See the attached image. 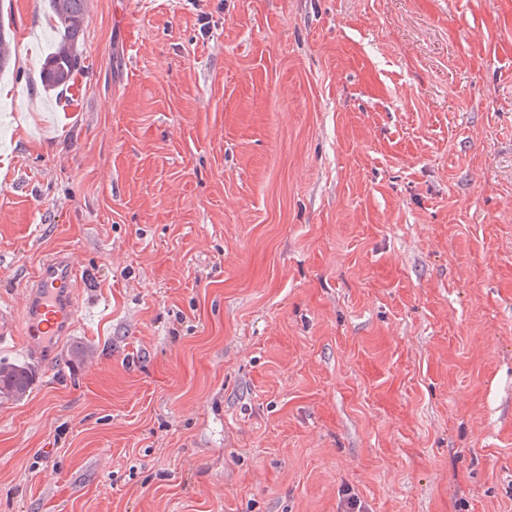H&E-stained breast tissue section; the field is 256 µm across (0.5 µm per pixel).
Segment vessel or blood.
I'll return each mask as SVG.
<instances>
[{
	"mask_svg": "<svg viewBox=\"0 0 512 512\" xmlns=\"http://www.w3.org/2000/svg\"><path fill=\"white\" fill-rule=\"evenodd\" d=\"M80 271L62 255L47 258L28 294L27 314L22 324H15L12 316L0 317V329L20 331L33 355L50 352L58 336L74 329L77 310L73 290Z\"/></svg>",
	"mask_w": 512,
	"mask_h": 512,
	"instance_id": "b4317fda",
	"label": "vessel or blood"
}]
</instances>
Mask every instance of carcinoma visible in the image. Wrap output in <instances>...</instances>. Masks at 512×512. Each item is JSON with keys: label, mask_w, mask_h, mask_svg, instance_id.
Segmentation results:
<instances>
[{"label": "carcinoma", "mask_w": 512, "mask_h": 512, "mask_svg": "<svg viewBox=\"0 0 512 512\" xmlns=\"http://www.w3.org/2000/svg\"><path fill=\"white\" fill-rule=\"evenodd\" d=\"M88 0H48L49 25L56 35L55 48L40 66L44 89L69 88L83 67L79 47L83 38ZM10 22L0 15V75L12 71ZM32 369L18 363L0 362V399L19 398L29 391Z\"/></svg>", "instance_id": "cac0c4a2"}]
</instances>
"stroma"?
Wrapping results in <instances>:
<instances>
[{
    "label": "stroma",
    "instance_id": "35a3bbf8",
    "mask_svg": "<svg viewBox=\"0 0 512 512\" xmlns=\"http://www.w3.org/2000/svg\"><path fill=\"white\" fill-rule=\"evenodd\" d=\"M0 512H512V0H0ZM88 0H48L49 25L56 35L55 48L40 66L44 89L63 91L83 67L79 47L83 38ZM13 32L10 27V20L5 22L0 15V75L12 71L11 39ZM79 275L72 261L63 255H54L42 263L33 279L20 334L35 358L50 352L58 336L76 326L72 288L77 287ZM32 377L33 371L29 366L0 361V399L11 400L25 395Z\"/></svg>",
    "mask_w": 512,
    "mask_h": 512
}]
</instances>
